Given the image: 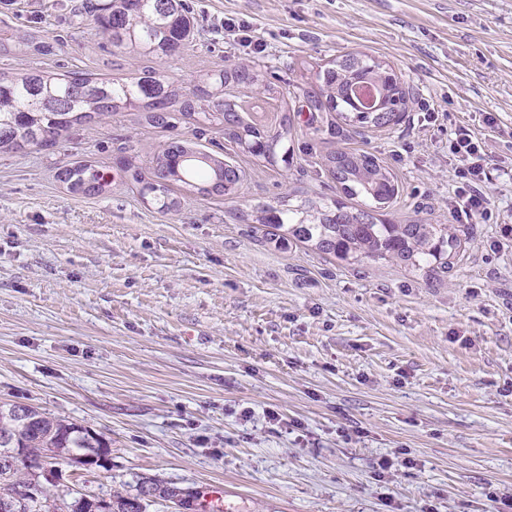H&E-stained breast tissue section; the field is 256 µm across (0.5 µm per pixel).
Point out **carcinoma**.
<instances>
[{
    "label": "carcinoma",
    "instance_id": "cac0c4a2",
    "mask_svg": "<svg viewBox=\"0 0 512 512\" xmlns=\"http://www.w3.org/2000/svg\"><path fill=\"white\" fill-rule=\"evenodd\" d=\"M90 12L112 47L137 55L176 56L194 34V20L183 0H109L92 6ZM51 49L45 36L32 29L0 39V54L4 55H43ZM260 77L261 72L245 67L208 74L203 85L192 91V100L181 87L151 70L125 80L79 72L55 77L36 69L0 71V153L52 146L61 132L114 112H144L152 124L167 127L170 108L180 102L184 117L199 124H222L229 141L270 158L273 147L290 130L291 118L283 115L279 129L272 131L245 122L239 113L241 107L224 101L227 81L250 85ZM319 80L316 88L302 91L311 112H335L354 128L388 127L402 118L400 105L409 91L378 62L348 55L324 69ZM364 84L377 89L378 108L374 111L361 110L350 96L353 88ZM197 99L206 106L196 108ZM324 165L346 196H362L371 204L350 210L337 199L330 206L310 199L296 205L282 201L278 207L256 208L254 222L266 227L267 234L282 245L291 238L342 261L390 258L417 267L431 257L446 268L460 255L461 236L469 234V228L461 224L378 221L375 210L397 197L398 184L373 155L334 151L324 157ZM119 169L140 185L141 196L151 194L159 209L166 212H177L180 207L179 201L169 197L173 183L192 195L209 197L231 195L241 182L236 166L179 139L168 142L157 154L154 179L145 180L129 159L119 161ZM58 178L70 191L86 195H103L112 186V181L88 161L62 168ZM50 448L59 452L50 455ZM95 450L104 460L110 454V444L81 425L33 405L0 403V503L15 500L16 512H70L54 481L41 478L34 495L27 494L26 489L34 475L42 474L48 466ZM16 453L23 456L20 464H1Z\"/></svg>",
    "mask_w": 512,
    "mask_h": 512
}]
</instances>
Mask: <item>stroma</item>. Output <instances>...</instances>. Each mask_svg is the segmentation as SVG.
I'll return each mask as SVG.
<instances>
[{"label":"stroma","mask_w":512,"mask_h":512,"mask_svg":"<svg viewBox=\"0 0 512 512\" xmlns=\"http://www.w3.org/2000/svg\"><path fill=\"white\" fill-rule=\"evenodd\" d=\"M81 4L0 0V37L36 29L53 45L0 70H151L190 91L250 65L261 83L225 98L245 119L294 122L271 160L223 126L158 128L138 111L0 153V402L110 442L106 467L59 464L102 494L152 478L222 488L237 512H512V0H185L195 39L174 58L113 49ZM349 54L409 82L399 124L336 138L334 113L305 111L298 88ZM461 129L484 146L492 218L448 272L279 245L251 220L289 195L359 206L322 164L343 149L394 173L380 218L452 223ZM178 138L223 152L237 191L182 195L176 212L142 198L118 160L151 171ZM80 161L111 176L109 193L59 181Z\"/></svg>","instance_id":"obj_1"}]
</instances>
